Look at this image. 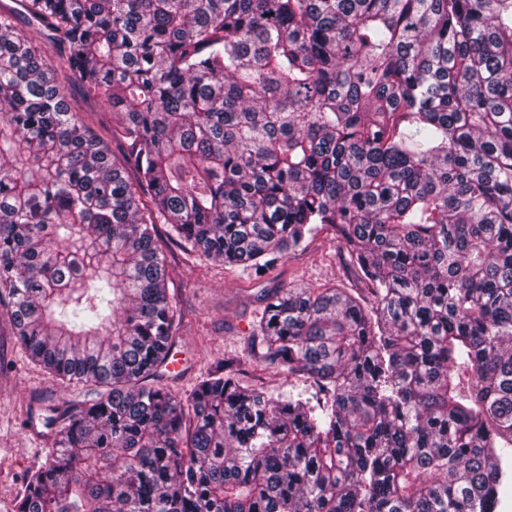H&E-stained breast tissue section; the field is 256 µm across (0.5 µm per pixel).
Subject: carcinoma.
<instances>
[{"mask_svg":"<svg viewBox=\"0 0 512 512\" xmlns=\"http://www.w3.org/2000/svg\"><path fill=\"white\" fill-rule=\"evenodd\" d=\"M0 11V302L66 410L15 512H497L512 496V0H23ZM256 277L331 229L182 402L158 225ZM304 377L273 396L249 367ZM49 62L58 68L62 82H66L63 75L64 69H60V59L49 52ZM67 102L72 112L79 113L84 125L99 139L104 141L112 151V114L104 106H100L84 99L77 87L65 83Z\"/></svg>","mask_w":512,"mask_h":512,"instance_id":"cac0c4a2","label":"carcinoma"}]
</instances>
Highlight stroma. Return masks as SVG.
<instances>
[{"label": "stroma", "instance_id": "stroma-1", "mask_svg": "<svg viewBox=\"0 0 512 512\" xmlns=\"http://www.w3.org/2000/svg\"><path fill=\"white\" fill-rule=\"evenodd\" d=\"M66 94L84 125L111 142V112L84 99L77 87L67 86ZM165 256L169 293L181 314L173 350L180 365L178 371L164 372L161 382L182 401L224 359L243 351L263 308L258 299L262 289L353 284L347 255L327 231L258 278L185 253L175 244ZM94 396L93 386L60 379L34 362L0 306V512H13L27 476L47 456L53 444L50 417Z\"/></svg>", "mask_w": 512, "mask_h": 512}]
</instances>
